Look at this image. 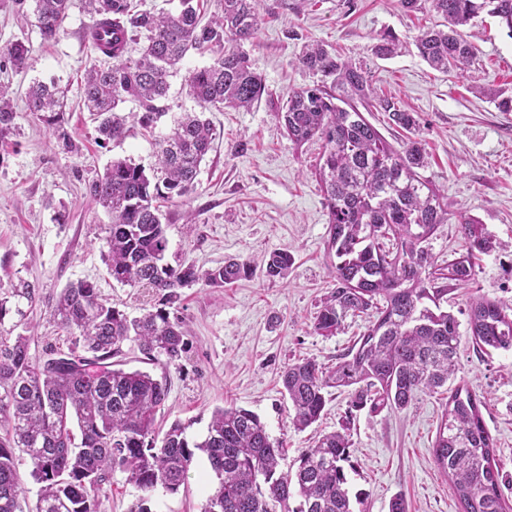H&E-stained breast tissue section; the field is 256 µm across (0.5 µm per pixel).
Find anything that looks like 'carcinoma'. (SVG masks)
<instances>
[{
    "label": "carcinoma",
    "mask_w": 512,
    "mask_h": 512,
    "mask_svg": "<svg viewBox=\"0 0 512 512\" xmlns=\"http://www.w3.org/2000/svg\"><path fill=\"white\" fill-rule=\"evenodd\" d=\"M33 2L41 39L55 40L69 0ZM178 2L175 11L156 14L135 8L131 0H88L87 39L100 64L85 73L80 90L102 141L125 137L128 116L118 107L129 99L141 108L133 115L137 123L156 128L167 115L162 100L168 79L191 52L213 55L212 63L189 72V91L202 109H248L265 93L244 49L263 21L261 0H217V13L208 19L207 0ZM427 2L445 24L422 31L416 48L440 72L473 63L474 48L459 27L481 12L500 18L512 34V0ZM138 35L147 44L131 59L127 45ZM5 57L16 73L32 66L23 40L13 42ZM297 62L333 79L331 90L316 84L288 93L275 113L295 143L318 138L324 145L318 176L329 212L328 248L336 257L335 288L322 301L313 329L334 336L347 317L368 316L365 330L335 366L303 358L282 371L292 424L304 430L321 417L330 388L353 389L354 408L402 410L454 379L459 324L441 302L448 282L461 288L473 283L475 260L493 249V240L479 221L462 215L465 253L444 268L434 267L422 243L448 223V210L418 173L427 164L425 148L418 139L391 146L353 102L389 113L409 131L417 127L414 113L373 97L366 72L320 44L306 46ZM26 102L62 151L79 152L64 128L55 82L34 81ZM15 117L9 87L0 85V137L13 130ZM212 143L210 123L186 112L157 142L161 181L152 182L131 160L117 159L87 186L111 219L104 254L108 274L154 297L141 316L108 304L92 282L72 283L51 315L61 329L75 328L79 335L70 336L67 350L52 348L37 358L30 354L34 337L25 332L27 310L40 301V288L21 280L0 291V512H22L19 467L25 461L39 484L34 512H98L99 492L115 470L141 492L130 512H152L154 492L178 493L200 454L215 476L202 512H354L344 467L351 454L347 434L322 435L283 471L285 448L255 412L218 408L199 440L188 437V426L179 420L162 433L156 417L169 399L167 377L121 368L118 357L126 342L151 363L180 365L189 351L178 317L180 289L199 283L222 287L253 274L251 265L238 259L208 269L166 261L168 239L158 201L195 189ZM291 264L287 250L273 251L265 277L283 279ZM468 310L476 350L512 351L511 304L470 297ZM447 392L434 442L436 463L451 478L461 512H505L503 476L481 413L485 402L465 384ZM295 493L301 502L292 509Z\"/></svg>",
    "instance_id": "carcinoma-1"
}]
</instances>
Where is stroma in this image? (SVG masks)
Listing matches in <instances>:
<instances>
[{
  "instance_id": "1",
  "label": "stroma",
  "mask_w": 512,
  "mask_h": 512,
  "mask_svg": "<svg viewBox=\"0 0 512 512\" xmlns=\"http://www.w3.org/2000/svg\"><path fill=\"white\" fill-rule=\"evenodd\" d=\"M260 11L264 21L246 49L267 95L247 110L207 112L215 139L196 188L161 206L168 263L189 260L207 269L238 257L250 262L253 275L221 288L184 289L180 315L189 352L180 367L144 362L127 343L126 368L167 377L165 419L188 424L189 435L196 438L205 433L213 411L230 404L257 413L270 436L284 442L291 461L319 435L348 430L353 445L349 487L361 496L359 512H389L398 496L407 512H460L434 457L445 405L441 395H419L400 411H354L348 390L333 388L320 420L299 431L283 394L284 366L303 358L335 365L367 324L366 317L350 316L336 335L313 330L321 301L333 286L335 261L328 250V209L316 176L323 147L318 140L294 143L274 117L289 91L317 80L296 60L304 45L334 47L363 65L378 96L413 112L419 122L416 135L429 155L420 174L448 210L447 223L424 244L435 263L445 266L460 256V215L477 218L493 237L494 248L482 256L474 283L449 286L447 309L461 335L456 379L486 403L482 414L508 482L504 497L512 506V353H478L466 310L472 295L512 303V112L498 108L499 100L512 96V34L497 18L480 13L462 29L475 50L474 65L445 74L429 67L415 48L420 32L439 23L434 11L408 13L399 0H262ZM89 21L86 0H70L62 29L46 43L32 5L0 0V53L21 39L35 60L25 73L0 66V83L12 90L16 111L12 134L0 139V289L21 279L39 284L43 300L29 314L36 357L47 348L68 345L50 305L70 283L91 281L113 306L140 315L143 294L108 274L103 254L109 217L87 195L86 186L118 158L153 169L158 134L168 131L173 117L199 109L189 93V71L212 60L208 54L189 55L171 77L164 100L168 115L155 132L133 120L139 107L128 101L122 106L130 116L125 138L103 144L78 94L95 62L82 37ZM387 32L398 38L400 48L380 58L373 47ZM36 79L66 87L64 120L81 142V154L61 151L29 112L25 93ZM280 249L294 257L288 276L267 279L264 261ZM209 473L205 457H197L186 489L174 495L155 492L153 512H200Z\"/></svg>"
}]
</instances>
